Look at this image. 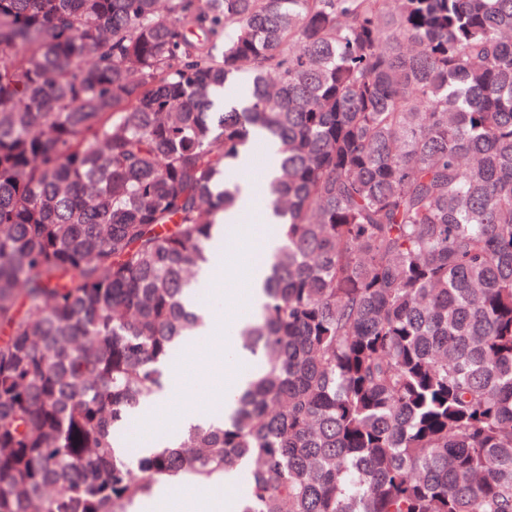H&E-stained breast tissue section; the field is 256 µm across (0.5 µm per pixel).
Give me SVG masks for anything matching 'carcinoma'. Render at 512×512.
Listing matches in <instances>:
<instances>
[{
    "mask_svg": "<svg viewBox=\"0 0 512 512\" xmlns=\"http://www.w3.org/2000/svg\"><path fill=\"white\" fill-rule=\"evenodd\" d=\"M166 2L0 0V512H512V0ZM255 141L251 381L132 466ZM209 485L215 487L216 489L225 488L224 490V503L221 501V498L215 494L194 501H190L184 505V511L182 512H233V503L234 501L241 497L246 489V483L243 476H239L236 484L233 488H231L235 482L232 480V476H225V478L218 477L211 481ZM231 488L230 490H228ZM224 507V511H221V508ZM182 485L174 481H161L154 486L151 498L139 504L145 512H158L155 511L157 507H162L173 503L178 498V493Z\"/></svg>",
    "mask_w": 512,
    "mask_h": 512,
    "instance_id": "1",
    "label": "carcinoma"
}]
</instances>
